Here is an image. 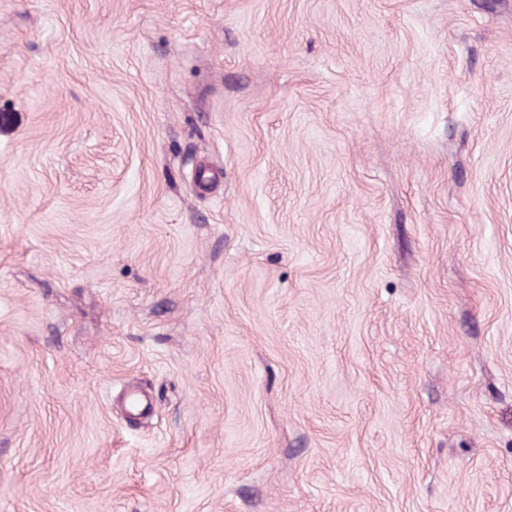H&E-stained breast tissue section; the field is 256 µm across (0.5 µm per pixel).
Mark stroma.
Segmentation results:
<instances>
[{
	"label": "stroma",
	"instance_id": "35a3bbf8",
	"mask_svg": "<svg viewBox=\"0 0 512 512\" xmlns=\"http://www.w3.org/2000/svg\"><path fill=\"white\" fill-rule=\"evenodd\" d=\"M0 512H512V0H0Z\"/></svg>",
	"mask_w": 512,
	"mask_h": 512
}]
</instances>
